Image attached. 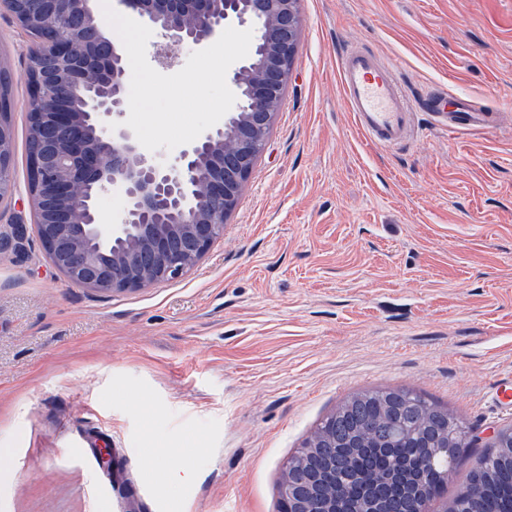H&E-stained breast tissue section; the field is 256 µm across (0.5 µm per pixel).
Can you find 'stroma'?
<instances>
[{
	"instance_id": "1",
	"label": "stroma",
	"mask_w": 512,
	"mask_h": 512,
	"mask_svg": "<svg viewBox=\"0 0 512 512\" xmlns=\"http://www.w3.org/2000/svg\"><path fill=\"white\" fill-rule=\"evenodd\" d=\"M292 76L245 192L200 264L114 296L37 237L0 253V512H280L289 457L352 395L402 389L467 430L444 512L512 381V0H300ZM29 38L0 11L16 192L29 214ZM393 62L413 134L358 131L343 50ZM499 112L452 132L429 96ZM108 452L99 469L89 443ZM180 482H171V475Z\"/></svg>"
}]
</instances>
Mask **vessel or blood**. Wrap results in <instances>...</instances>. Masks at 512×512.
Segmentation results:
<instances>
[{
    "instance_id": "vessel-or-blood-1",
    "label": "vessel or blood",
    "mask_w": 512,
    "mask_h": 512,
    "mask_svg": "<svg viewBox=\"0 0 512 512\" xmlns=\"http://www.w3.org/2000/svg\"><path fill=\"white\" fill-rule=\"evenodd\" d=\"M339 75L350 112L358 129L371 143L395 147L411 135L408 101L391 63L357 48L345 50L339 60ZM438 114L447 116L452 130L488 129L499 119L495 112H467L462 104L439 103Z\"/></svg>"
}]
</instances>
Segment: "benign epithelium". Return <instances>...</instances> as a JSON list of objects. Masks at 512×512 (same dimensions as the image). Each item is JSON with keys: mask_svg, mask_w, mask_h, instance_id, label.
Wrapping results in <instances>:
<instances>
[{"mask_svg": "<svg viewBox=\"0 0 512 512\" xmlns=\"http://www.w3.org/2000/svg\"><path fill=\"white\" fill-rule=\"evenodd\" d=\"M31 37L29 88L30 223L0 226V252L38 238L71 284L102 295L151 288L197 266L224 239L263 153L293 71L298 0H120L164 40L156 61L169 67L186 43L201 44L229 22L253 29L235 68L236 101L224 124L206 130L172 160L144 152L121 119L122 56L88 0H0ZM122 191L124 208L100 223L95 201ZM13 133L0 113V201L14 194ZM325 430L307 440L300 489L283 477L284 512H342L351 489L315 477ZM387 479L360 512H386Z\"/></svg>", "mask_w": 512, "mask_h": 512, "instance_id": "obj_1", "label": "benign epithelium"}]
</instances>
